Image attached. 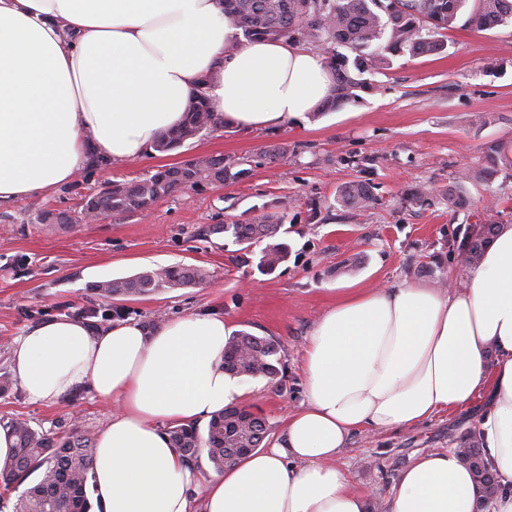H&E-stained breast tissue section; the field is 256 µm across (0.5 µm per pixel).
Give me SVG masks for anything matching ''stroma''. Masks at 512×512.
Instances as JSON below:
<instances>
[{"instance_id":"1","label":"stroma","mask_w":512,"mask_h":512,"mask_svg":"<svg viewBox=\"0 0 512 512\" xmlns=\"http://www.w3.org/2000/svg\"><path fill=\"white\" fill-rule=\"evenodd\" d=\"M468 17L461 12L448 29L445 54L395 57L390 69L366 73L369 89L337 109L277 128L227 127L167 154L86 168L51 195L1 202L0 373L10 368L14 340L54 317L101 326L118 316L146 324L216 311L233 330L279 347V387L239 380L244 405L268 419L277 441L288 412L306 399L302 354L312 326L343 292L403 282L462 287L454 242L474 224L512 226V24L478 29ZM500 144L505 152L494 153ZM273 146L287 148V160L265 159ZM205 154L247 159L248 171L173 192L145 214L85 222L83 203L104 183L136 181ZM462 171L466 194L452 207L448 187ZM354 182L368 183L376 197L359 216L339 200ZM41 209L67 212L73 222L38 223ZM260 211L285 216L279 239L288 259L272 271L259 266L261 246L244 252L210 232ZM173 264L205 267L210 277L114 301L94 291L98 282ZM110 415L88 389L54 405L30 402L17 384L0 396V424L20 420L44 432L77 427L96 435ZM474 423L462 410L414 427L361 429L336 464L365 495L368 512H386L401 472L420 454L451 448L449 432Z\"/></svg>"}]
</instances>
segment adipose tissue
I'll list each match as a JSON object with an SVG mask.
<instances>
[{
    "label": "adipose tissue",
    "mask_w": 512,
    "mask_h": 512,
    "mask_svg": "<svg viewBox=\"0 0 512 512\" xmlns=\"http://www.w3.org/2000/svg\"><path fill=\"white\" fill-rule=\"evenodd\" d=\"M204 79L225 123L251 129L315 111L332 85L321 55L245 40L222 0H0V202L52 194L96 156L143 158ZM228 335L219 313L153 329L54 318L16 339L10 370L31 402L89 388L112 405L94 459L103 512H367L336 465L350 434L414 426L484 392L492 512H512V226L462 289L343 294L307 338V401L283 440L205 480L165 427L242 401L224 371ZM480 496L451 448L401 473L388 512H476Z\"/></svg>",
    "instance_id": "obj_1"
}]
</instances>
